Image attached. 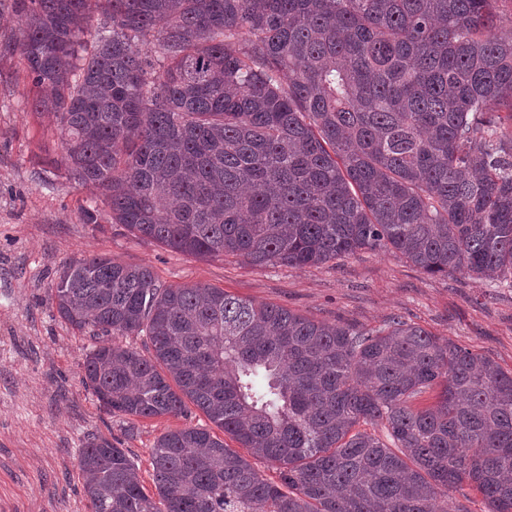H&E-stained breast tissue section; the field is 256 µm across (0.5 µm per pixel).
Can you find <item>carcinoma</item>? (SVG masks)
Instances as JSON below:
<instances>
[{"label":"carcinoma","instance_id":"cac0c4a2","mask_svg":"<svg viewBox=\"0 0 512 512\" xmlns=\"http://www.w3.org/2000/svg\"><path fill=\"white\" fill-rule=\"evenodd\" d=\"M497 0H12L32 111L111 223L208 260L320 266L390 251L512 281V38ZM101 23L92 24L94 15ZM153 46L147 53L144 47ZM59 315L92 337L85 384L161 435L159 499L105 439L89 512H512V373L401 318L358 329L95 255ZM144 336L145 352L117 342ZM439 386L436 402L413 399ZM380 425L392 445L360 424ZM274 464L264 479L250 458Z\"/></svg>","mask_w":512,"mask_h":512}]
</instances>
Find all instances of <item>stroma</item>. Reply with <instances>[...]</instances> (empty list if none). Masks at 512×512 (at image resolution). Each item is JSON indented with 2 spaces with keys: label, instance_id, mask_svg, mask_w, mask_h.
<instances>
[{
  "label": "stroma",
  "instance_id": "35a3bbf8",
  "mask_svg": "<svg viewBox=\"0 0 512 512\" xmlns=\"http://www.w3.org/2000/svg\"><path fill=\"white\" fill-rule=\"evenodd\" d=\"M21 21L0 0V512H87L80 448L104 438L123 448L155 493L151 451L167 431L206 424L184 416L110 413L83 382L93 339L60 318L52 293L71 260L106 255L151 268L163 285L204 284L318 321L375 328L399 316L512 372V288L429 275L391 252L322 266L199 260L81 216L93 186L61 166L48 117L32 112L30 79L12 45Z\"/></svg>",
  "mask_w": 512,
  "mask_h": 512
}]
</instances>
